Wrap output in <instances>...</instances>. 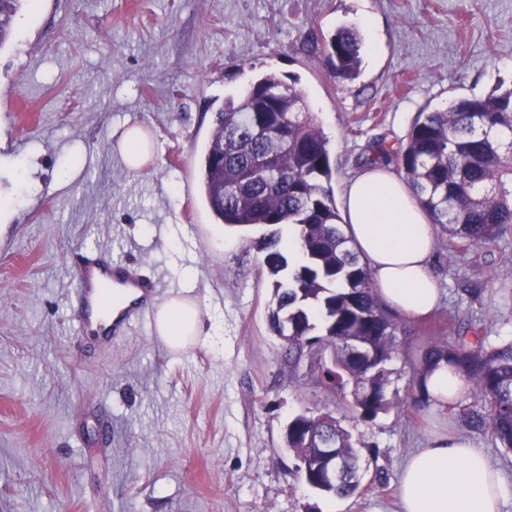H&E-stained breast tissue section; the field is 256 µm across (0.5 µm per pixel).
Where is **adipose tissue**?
<instances>
[{"instance_id":"obj_1","label":"adipose tissue","mask_w":512,"mask_h":512,"mask_svg":"<svg viewBox=\"0 0 512 512\" xmlns=\"http://www.w3.org/2000/svg\"><path fill=\"white\" fill-rule=\"evenodd\" d=\"M344 231L371 270L382 305L418 320L438 305L441 289L432 272L436 227L409 184L390 168L361 171L344 187ZM159 339L171 349L184 338H202L198 304L174 298L156 315ZM417 387L427 402L453 405L471 391L465 374L447 358L423 364ZM504 483L485 454L462 435L442 436L417 449L398 481L401 512H500Z\"/></svg>"}]
</instances>
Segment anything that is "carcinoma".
<instances>
[{"label":"carcinoma","instance_id":"carcinoma-1","mask_svg":"<svg viewBox=\"0 0 512 512\" xmlns=\"http://www.w3.org/2000/svg\"><path fill=\"white\" fill-rule=\"evenodd\" d=\"M28 0H0V48L12 37ZM363 39L353 27L326 43L332 74L352 80L361 65ZM380 157L397 172L441 234L448 252L490 247L512 231V89L455 101L448 109L420 112L396 148ZM201 189L217 223L239 226L292 224L298 229L299 260L288 262L279 232L263 239V263L274 276L276 307L271 328L288 336V352L316 345L333 352V366L317 364L331 394L351 398L364 421L394 405L388 398V363L399 337L410 329L379 303L368 266L347 246L331 182L328 140L304 95L274 71L258 76L238 99L224 100L199 164ZM448 353L484 400L485 411H468L473 427L490 429L512 451V341L489 345L480 325L455 341L438 338L422 361ZM334 441L343 477L323 481L327 462L320 443ZM285 441L294 457L308 462L301 474L311 488L349 496L361 483L352 435L332 415L298 414Z\"/></svg>","mask_w":512,"mask_h":512}]
</instances>
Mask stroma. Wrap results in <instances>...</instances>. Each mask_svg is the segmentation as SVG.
<instances>
[{"mask_svg":"<svg viewBox=\"0 0 512 512\" xmlns=\"http://www.w3.org/2000/svg\"><path fill=\"white\" fill-rule=\"evenodd\" d=\"M343 26L364 41L351 81L325 60ZM269 70L315 113L339 201L418 113L512 88V0H32L0 47V512H396L407 456L454 433L501 471L512 512V452L415 389L436 337L479 322L512 340V234L454 256L437 242L441 306L389 364L402 406L360 419L313 368L331 350L289 359L269 327L266 227L216 223L201 193L216 112ZM132 126L137 172L119 147ZM100 245L159 278L160 299H197L215 343L172 350L143 320L87 347L74 264ZM303 412L335 417L362 446V484L381 471L387 488L308 487L284 445Z\"/></svg>","mask_w":512,"mask_h":512,"instance_id":"35a3bbf8","label":"stroma"}]
</instances>
